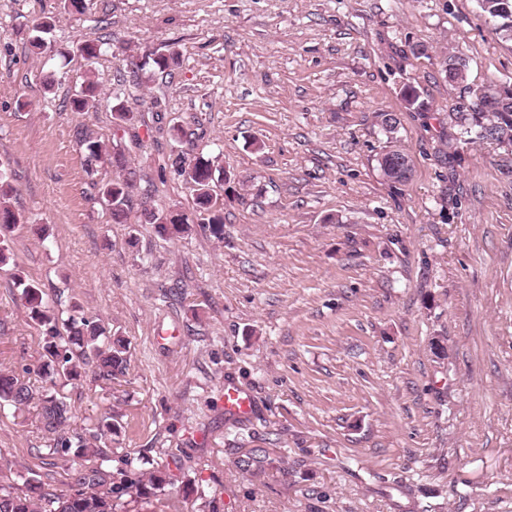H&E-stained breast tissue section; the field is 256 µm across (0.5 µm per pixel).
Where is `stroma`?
<instances>
[{
    "label": "stroma",
    "mask_w": 512,
    "mask_h": 512,
    "mask_svg": "<svg viewBox=\"0 0 512 512\" xmlns=\"http://www.w3.org/2000/svg\"><path fill=\"white\" fill-rule=\"evenodd\" d=\"M170 48L178 64L150 74ZM449 52L464 83L440 72ZM87 78L100 104L72 111ZM120 82L131 126L112 120ZM492 83L512 86V42L478 0H0V169L21 218L0 368L45 383L18 268L52 309L128 340L118 383L65 387L69 428L119 415L110 454L141 458L142 479L191 461L205 494L183 512H512V149L448 118ZM407 84L428 111L406 109ZM386 113L411 157L403 185L378 167ZM82 126L137 171L127 223L98 195L112 167L85 171ZM175 152L221 155L243 180L223 238L142 223L146 207L193 210ZM228 382L247 417L225 414ZM48 443L36 406L0 413V460L67 490L70 459L45 460ZM249 448L274 449L265 474L238 468Z\"/></svg>",
    "instance_id": "1"
}]
</instances>
